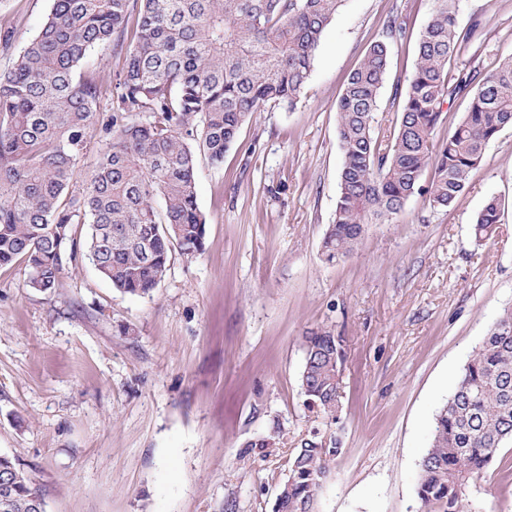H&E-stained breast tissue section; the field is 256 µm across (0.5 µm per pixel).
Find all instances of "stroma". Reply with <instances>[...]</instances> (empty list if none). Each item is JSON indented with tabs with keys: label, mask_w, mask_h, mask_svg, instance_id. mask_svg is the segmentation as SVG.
<instances>
[{
	"label": "stroma",
	"mask_w": 512,
	"mask_h": 512,
	"mask_svg": "<svg viewBox=\"0 0 512 512\" xmlns=\"http://www.w3.org/2000/svg\"><path fill=\"white\" fill-rule=\"evenodd\" d=\"M438 0H344L292 110L253 113L221 165L199 158L204 247L173 254L149 296L115 290L90 263L55 290L0 268V454L45 512H273L297 443L319 430L342 452L316 512H415L434 419L469 356L512 308V128L491 141L449 207L413 196L326 262L341 150L336 101L368 47L389 41L375 133L390 139ZM51 0H0L23 44ZM457 65L512 56V0H460ZM488 244L470 227L489 199ZM344 339L336 424L300 389L307 332ZM512 446L475 481L469 512H512Z\"/></svg>",
	"instance_id": "1"
}]
</instances>
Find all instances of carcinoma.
<instances>
[{
    "instance_id": "1",
    "label": "carcinoma",
    "mask_w": 512,
    "mask_h": 512,
    "mask_svg": "<svg viewBox=\"0 0 512 512\" xmlns=\"http://www.w3.org/2000/svg\"><path fill=\"white\" fill-rule=\"evenodd\" d=\"M344 0H53L38 34L0 72V267L22 260L29 286L53 291L65 265L90 257L118 291L148 296L173 252L202 251L206 217L196 164L220 165L245 122L269 103L292 108L305 88L325 28ZM458 0H440L421 31L417 62L392 139L373 123L389 44L370 45L336 102L342 153L332 224L322 241L331 262L352 254L367 226L390 221L416 194L451 206L487 144L512 127V56L490 72L463 67ZM134 29L122 93L103 104L102 82L77 77L91 51ZM467 101L452 134L435 140L443 106ZM107 148L92 173L80 163L95 130ZM433 178L422 185L427 169ZM500 223L489 200L472 225L476 244ZM85 224L84 237L77 226ZM300 386L308 407L336 422L342 338L303 337ZM512 444V309L473 352L436 414L417 483L418 512H464L473 477ZM337 445L317 435L293 449L274 512H314ZM0 512H38L44 501L15 459L0 454Z\"/></svg>"
}]
</instances>
